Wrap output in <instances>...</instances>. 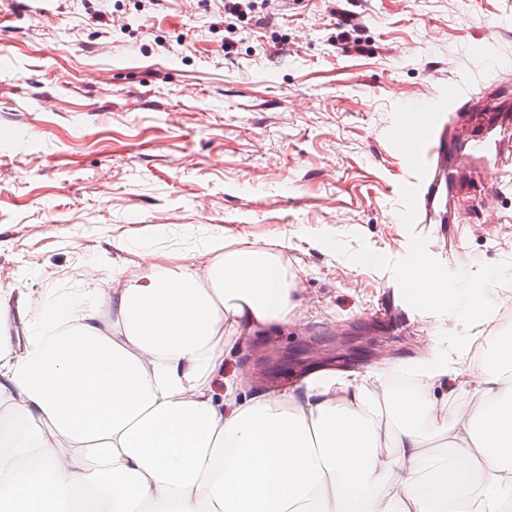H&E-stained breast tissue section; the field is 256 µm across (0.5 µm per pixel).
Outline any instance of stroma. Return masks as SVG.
Wrapping results in <instances>:
<instances>
[{
  "instance_id": "1",
  "label": "stroma",
  "mask_w": 512,
  "mask_h": 512,
  "mask_svg": "<svg viewBox=\"0 0 512 512\" xmlns=\"http://www.w3.org/2000/svg\"><path fill=\"white\" fill-rule=\"evenodd\" d=\"M273 0L225 21L211 0H0V301L54 297L133 272L142 252H184L212 227L263 247L285 240L304 316L280 327L286 387L315 365L417 390L403 369L433 337L470 326L512 339V184L487 160L457 170L483 112L446 126L437 169L407 162L402 114L466 84L493 105L512 86V0ZM232 49H225V39ZM431 189L429 217L397 223L405 192ZM447 268L420 302L413 248ZM468 311L447 328L442 310ZM498 307L482 324V306ZM377 355L339 358L345 332Z\"/></svg>"
}]
</instances>
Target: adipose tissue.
Listing matches in <instances>:
<instances>
[{"instance_id": "ef3b65f1", "label": "adipose tissue", "mask_w": 512, "mask_h": 512, "mask_svg": "<svg viewBox=\"0 0 512 512\" xmlns=\"http://www.w3.org/2000/svg\"><path fill=\"white\" fill-rule=\"evenodd\" d=\"M138 274L54 300L37 323L0 305V408L17 418L0 452V501L31 464L49 512H501L512 501V384L500 368L431 349L410 370L467 386L475 411L447 429L450 460L425 454L435 399L373 389L318 368L284 390H239L226 353L299 319L296 279L274 246L210 235L177 260L149 253ZM466 369H458L460 358ZM404 411L379 424L374 406Z\"/></svg>"}]
</instances>
